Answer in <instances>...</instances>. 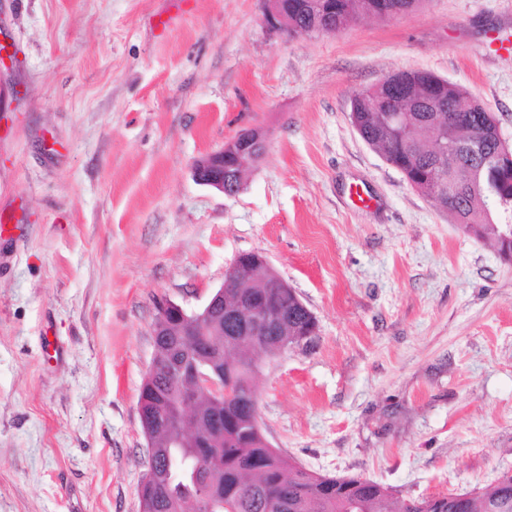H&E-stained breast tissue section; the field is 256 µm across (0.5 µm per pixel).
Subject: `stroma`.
I'll return each mask as SVG.
<instances>
[{
    "instance_id": "1",
    "label": "stroma",
    "mask_w": 512,
    "mask_h": 512,
    "mask_svg": "<svg viewBox=\"0 0 512 512\" xmlns=\"http://www.w3.org/2000/svg\"><path fill=\"white\" fill-rule=\"evenodd\" d=\"M263 12L0 0V512H140L157 305L201 309L249 251L318 322L259 357L272 448L415 498L512 471V260L350 121L355 92L425 71L512 145V0H424L337 34ZM250 129L266 152L240 192L199 185L194 161Z\"/></svg>"
}]
</instances>
